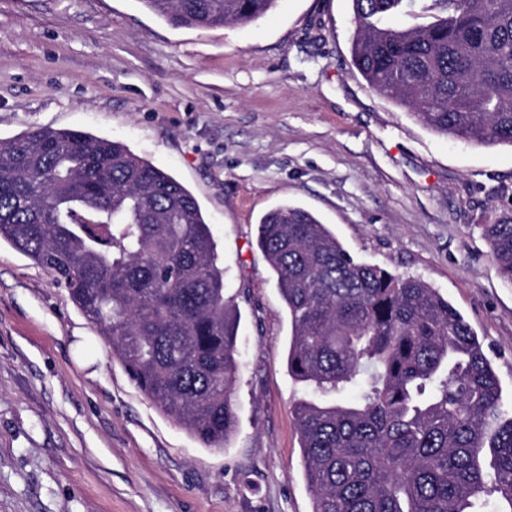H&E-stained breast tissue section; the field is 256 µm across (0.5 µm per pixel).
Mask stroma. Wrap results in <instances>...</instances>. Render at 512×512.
I'll return each mask as SVG.
<instances>
[{
    "label": "stroma",
    "instance_id": "1",
    "mask_svg": "<svg viewBox=\"0 0 512 512\" xmlns=\"http://www.w3.org/2000/svg\"><path fill=\"white\" fill-rule=\"evenodd\" d=\"M351 0L176 28L140 0H0V140L124 142L195 196L239 308L238 425L202 447L113 361L49 274L0 242V512H312L290 326L256 245L285 204L357 259L424 280L483 341L512 410V284L482 227L512 215V146L437 134L368 88Z\"/></svg>",
    "mask_w": 512,
    "mask_h": 512
}]
</instances>
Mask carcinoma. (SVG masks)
<instances>
[{
	"instance_id": "carcinoma-1",
	"label": "carcinoma",
	"mask_w": 512,
	"mask_h": 512,
	"mask_svg": "<svg viewBox=\"0 0 512 512\" xmlns=\"http://www.w3.org/2000/svg\"><path fill=\"white\" fill-rule=\"evenodd\" d=\"M175 27L252 22L277 0H140ZM351 60L427 128L512 146V0H351ZM400 16L421 23L393 25ZM512 283V217L483 225ZM46 270L155 407L203 447L236 426L240 314L201 207L122 142L40 127L0 142V241ZM292 339L312 512H512V414L483 343L426 282L362 262L310 211L261 217ZM354 403L341 398L364 375Z\"/></svg>"
}]
</instances>
